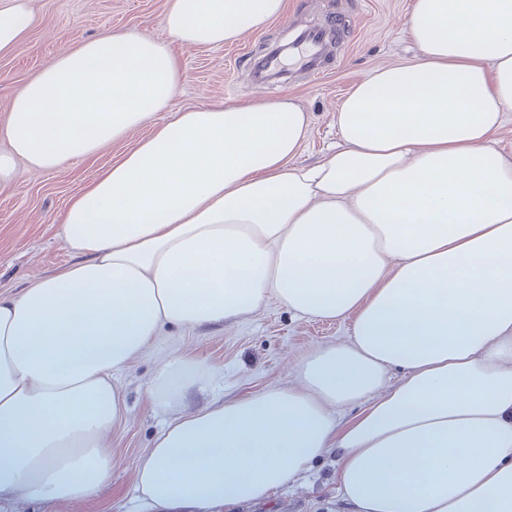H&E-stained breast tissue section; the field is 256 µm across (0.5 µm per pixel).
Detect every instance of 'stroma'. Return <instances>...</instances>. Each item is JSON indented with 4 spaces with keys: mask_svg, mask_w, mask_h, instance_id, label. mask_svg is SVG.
I'll return each mask as SVG.
<instances>
[{
    "mask_svg": "<svg viewBox=\"0 0 512 512\" xmlns=\"http://www.w3.org/2000/svg\"><path fill=\"white\" fill-rule=\"evenodd\" d=\"M413 0H288L285 15L260 34H245L221 47H187L173 43L183 69L175 107L215 102L242 103L263 94H288L311 115L309 136L298 161L312 164L336 146V109L350 88L368 71L397 65L414 54L402 22ZM165 0H37L36 21L28 39L0 58V119L15 92L62 49L102 30L126 29L162 35ZM339 14L344 36L332 42V63L316 80L298 79L284 88L254 86L246 55L268 40H284L292 25L323 23ZM150 125L106 145L94 156L52 171L19 164L18 177L0 187V291L16 292L72 263L74 254L59 235L58 216L67 201L97 172L120 159L143 137ZM349 321L306 319L277 303H269L224 327L162 330L154 345L134 357L119 373L130 413L113 427L112 481L96 495L77 503L53 500H0V512H140L135 498L134 469L163 427L166 415L151 404L158 369L173 357L200 360L215 368L214 392L227 398L245 397L293 383L297 363L310 351L346 341ZM335 451H327L311 467L266 498L222 508L221 512H338Z\"/></svg>",
    "mask_w": 512,
    "mask_h": 512,
    "instance_id": "stroma-1",
    "label": "stroma"
}]
</instances>
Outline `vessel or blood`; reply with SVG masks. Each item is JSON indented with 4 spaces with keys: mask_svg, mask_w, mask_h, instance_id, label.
Returning <instances> with one entry per match:
<instances>
[{
    "mask_svg": "<svg viewBox=\"0 0 512 512\" xmlns=\"http://www.w3.org/2000/svg\"><path fill=\"white\" fill-rule=\"evenodd\" d=\"M340 17H332L321 27L294 29L288 44L269 46L263 53L252 55L250 75L259 84L287 85L296 76L322 77L328 70L329 30L341 26Z\"/></svg>",
    "mask_w": 512,
    "mask_h": 512,
    "instance_id": "obj_1",
    "label": "vessel or blood"
}]
</instances>
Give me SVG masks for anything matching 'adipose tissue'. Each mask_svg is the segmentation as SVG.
I'll return each mask as SVG.
<instances>
[{
    "instance_id": "obj_1",
    "label": "adipose tissue",
    "mask_w": 512,
    "mask_h": 512,
    "mask_svg": "<svg viewBox=\"0 0 512 512\" xmlns=\"http://www.w3.org/2000/svg\"><path fill=\"white\" fill-rule=\"evenodd\" d=\"M286 0H166L164 36L108 30L60 52L0 121V183L55 171L150 116L60 216L75 262L0 292V499L78 501L108 484L128 415L114 373L167 327L206 329L268 301L351 320L296 380L212 397L215 369L175 358L170 414L135 466L146 512L255 501L336 451L341 512H512V0H414L418 47L336 109L340 144L296 159L294 97L177 109L170 44L263 31ZM34 20L0 0V56ZM348 407L356 413L341 419Z\"/></svg>"
}]
</instances>
